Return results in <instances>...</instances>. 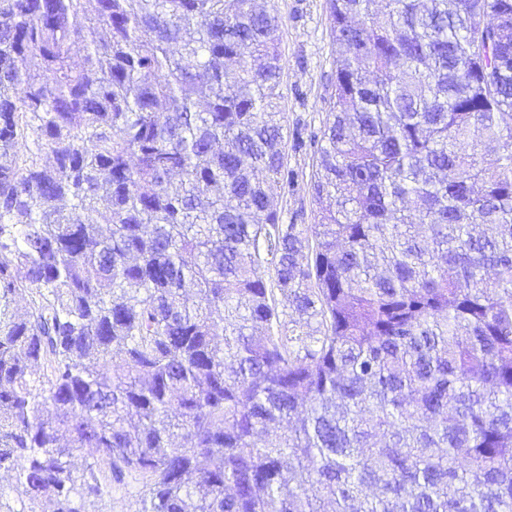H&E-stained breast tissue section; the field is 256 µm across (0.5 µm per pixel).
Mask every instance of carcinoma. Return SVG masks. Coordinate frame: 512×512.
<instances>
[{"label":"carcinoma","instance_id":"1","mask_svg":"<svg viewBox=\"0 0 512 512\" xmlns=\"http://www.w3.org/2000/svg\"><path fill=\"white\" fill-rule=\"evenodd\" d=\"M327 2L287 224L277 16L0 0V512H512V0ZM142 486V479H129L126 485H108V494L87 504V512H134L135 501Z\"/></svg>","mask_w":512,"mask_h":512}]
</instances>
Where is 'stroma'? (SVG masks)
I'll return each mask as SVG.
<instances>
[{
	"instance_id": "1",
	"label": "stroma",
	"mask_w": 512,
	"mask_h": 512,
	"mask_svg": "<svg viewBox=\"0 0 512 512\" xmlns=\"http://www.w3.org/2000/svg\"><path fill=\"white\" fill-rule=\"evenodd\" d=\"M280 19L282 108L287 116L285 159L295 186L275 201L288 224H311L319 206L310 189L317 155L310 138L330 115L335 76L327 0H254Z\"/></svg>"
}]
</instances>
